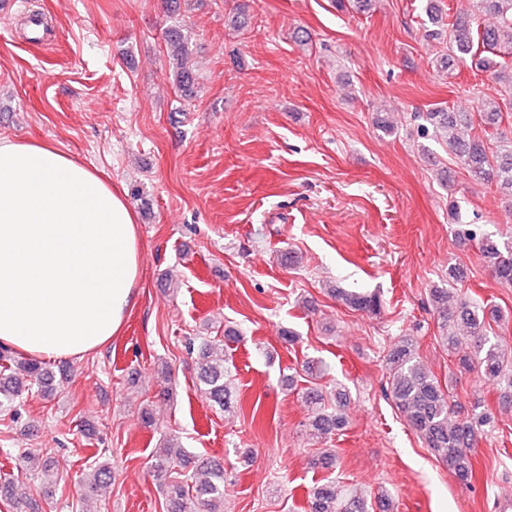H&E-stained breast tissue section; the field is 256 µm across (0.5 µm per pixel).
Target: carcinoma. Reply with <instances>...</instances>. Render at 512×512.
<instances>
[{
	"label": "carcinoma",
	"mask_w": 512,
	"mask_h": 512,
	"mask_svg": "<svg viewBox=\"0 0 512 512\" xmlns=\"http://www.w3.org/2000/svg\"><path fill=\"white\" fill-rule=\"evenodd\" d=\"M472 9L443 24L448 33V56L439 60L440 71L450 75L468 63L489 71L505 89L508 99L480 96L471 112L437 110L414 114L418 134L441 139L455 155L472 181L494 185L512 198V129L501 128L502 105L512 101V63L503 54L512 53V0H469ZM169 58L175 61L174 81L180 96L191 101L197 96L200 76L188 65V37L182 25L173 23L164 30ZM479 124L492 130L490 140L467 131ZM459 243L477 242L495 278L512 284V239L499 241L480 235L473 224L461 222L455 205H450ZM332 295L345 306L361 312L375 313L381 308L377 293H361L345 288L331 289ZM448 351L458 357L464 370L502 382L506 392L502 402L512 406V355L505 339L488 330L490 321L502 320L500 309L461 299L453 301L446 288L430 291ZM388 370L386 396L391 399L406 423L416 432L433 454L448 465L459 480L469 482L474 476L473 451L482 436L494 429L495 418L481 404L455 421L450 391L422 366L416 346L410 338L394 344L385 356ZM230 370L216 346L204 342L197 361V379L209 401L224 411L232 408L229 386ZM51 377L42 364L19 358L6 347L0 349V411L16 412L23 395L33 388H47ZM337 405L329 403L323 388H310L305 394L309 408L311 435L326 439L347 424L343 394ZM189 457L180 445L166 440L152 455V468L165 480V512H224V466L203 461L185 474ZM110 474L105 464L89 469L83 479L86 495L98 491ZM380 512H391V499L380 495L376 503ZM361 493L334 482L316 486L308 498V512H369L374 505Z\"/></svg>",
	"instance_id": "1"
}]
</instances>
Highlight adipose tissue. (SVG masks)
I'll use <instances>...</instances> for the list:
<instances>
[{
    "label": "adipose tissue",
    "instance_id": "adipose-tissue-1",
    "mask_svg": "<svg viewBox=\"0 0 512 512\" xmlns=\"http://www.w3.org/2000/svg\"><path fill=\"white\" fill-rule=\"evenodd\" d=\"M136 219L93 167L0 138V344L81 359L115 336L141 283Z\"/></svg>",
    "mask_w": 512,
    "mask_h": 512
}]
</instances>
